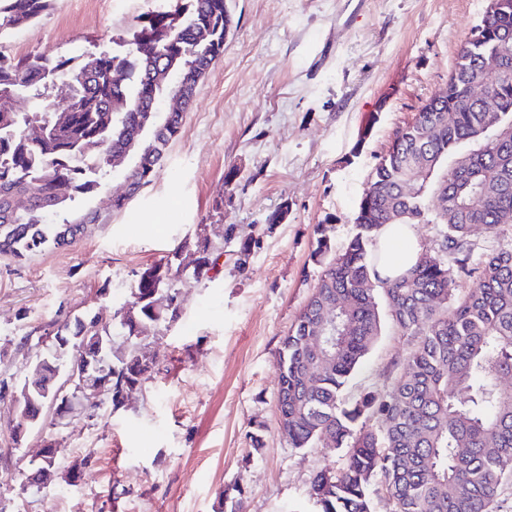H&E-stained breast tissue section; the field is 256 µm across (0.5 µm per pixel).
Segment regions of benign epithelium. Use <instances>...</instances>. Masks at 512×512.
Listing matches in <instances>:
<instances>
[{
    "mask_svg": "<svg viewBox=\"0 0 512 512\" xmlns=\"http://www.w3.org/2000/svg\"><path fill=\"white\" fill-rule=\"evenodd\" d=\"M65 324L68 335L56 337L21 385H0V402L12 408V438L18 447L44 418H51L57 426L79 414L91 417L103 395L112 393V336L94 319L76 316ZM59 448L55 436L40 435L29 468L22 472L21 494L34 488L48 489L59 478L70 485L80 481L79 466L59 473Z\"/></svg>",
    "mask_w": 512,
    "mask_h": 512,
    "instance_id": "1",
    "label": "benign epithelium"
}]
</instances>
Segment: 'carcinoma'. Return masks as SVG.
I'll return each instance as SVG.
<instances>
[{
	"instance_id": "obj_1",
	"label": "carcinoma",
	"mask_w": 512,
	"mask_h": 512,
	"mask_svg": "<svg viewBox=\"0 0 512 512\" xmlns=\"http://www.w3.org/2000/svg\"><path fill=\"white\" fill-rule=\"evenodd\" d=\"M50 0H0V39L38 22ZM227 0H169L132 25L124 55L84 52L79 62L40 54H0V255L23 259L65 245L84 225L101 221L83 207L86 194L113 172L139 127L138 107L161 110L142 138L149 156L127 168L128 196L151 182L155 167L182 129L184 113L167 112L166 97L182 82L198 89L203 61L216 64L230 32ZM503 55L494 77L483 60ZM70 100H49L59 80ZM485 84L488 99L474 95ZM35 108L17 112L14 98ZM357 233L342 251L321 235L313 258L323 265L317 286L279 352V425L291 448L320 446L345 458L312 481L314 512H372L379 481L391 512H496L498 491L512 484V249L472 264L476 226L512 225V12L484 14L457 53L446 89L427 100L396 131L364 190ZM388 224H442L440 254L417 259L403 275L383 279L380 236ZM475 279L453 288V273ZM171 263L136 274L137 316L122 315V335L135 322L166 329L179 318L162 297L179 288ZM335 318L322 319L325 304ZM407 337L411 350L396 365L387 393L349 399L345 389L382 335L383 320ZM323 337L324 357L310 341ZM112 362L114 409L138 392L134 344H118Z\"/></svg>"
}]
</instances>
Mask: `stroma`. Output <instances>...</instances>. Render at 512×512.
Masks as SVG:
<instances>
[{"mask_svg": "<svg viewBox=\"0 0 512 512\" xmlns=\"http://www.w3.org/2000/svg\"><path fill=\"white\" fill-rule=\"evenodd\" d=\"M160 0H54L39 22L0 43L5 55L72 57L122 51L134 18ZM488 0H228L233 28L201 79L179 137L150 184L123 210L111 174L86 196L101 223L73 245L17 261L0 256V379L21 383L51 322L76 315L118 324L135 274L192 266L197 238L223 246L208 278H184L181 315L144 348L156 373L105 418L49 432L77 485L19 492L28 466L0 403V512H311L313 477L343 464L320 447L292 448L278 428V354L314 292L319 235L341 250L361 196L396 131L443 91L456 52ZM236 170L226 183L228 170ZM287 208L278 224L265 218ZM257 240L239 267L229 231ZM405 337L385 328L349 396L385 391ZM260 435L254 448L249 436Z\"/></svg>", "mask_w": 512, "mask_h": 512, "instance_id": "obj_1", "label": "stroma"}]
</instances>
